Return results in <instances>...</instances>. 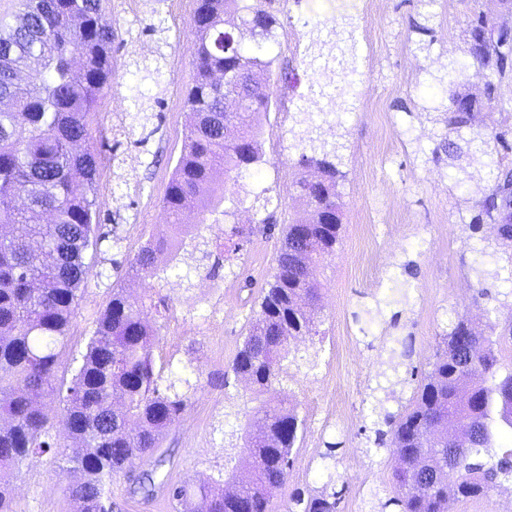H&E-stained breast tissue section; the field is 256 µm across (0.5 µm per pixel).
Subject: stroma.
I'll use <instances>...</instances> for the list:
<instances>
[{
	"label": "stroma",
	"mask_w": 512,
	"mask_h": 512,
	"mask_svg": "<svg viewBox=\"0 0 512 512\" xmlns=\"http://www.w3.org/2000/svg\"><path fill=\"white\" fill-rule=\"evenodd\" d=\"M112 24L109 86L90 118V146L107 158L98 177L103 229L118 244L87 253L88 281L69 323V345L56 370L71 380L113 289L139 296L126 270L168 223L163 198L184 148V98L194 76L195 0H102ZM477 0H271L280 26L274 54L293 80H271L275 102L261 114L263 162L232 190L238 217L253 215L250 235L229 242L221 266L194 252L188 281H158L163 311L148 309L160 338L153 352L164 380L188 378V406L165 431L160 480L208 483L223 473L231 435L254 406L250 387L230 375L232 361L276 267L282 229L306 210L295 182L302 169L297 135L315 111L309 45L332 17L351 19L356 75L349 108L321 116L323 139L342 145L341 240L314 269L323 286L315 335L294 342L301 361L272 385L269 399L290 402L304 422L288 482L267 512H288L295 491L337 492L336 512H378L395 496L397 459L375 442L380 415L409 408L441 336L466 316L496 342L500 373L512 372V279L488 280L479 298L476 271L495 245L497 227L474 224L478 202L494 184L476 161L450 165L437 148L449 82L482 94L485 75L468 65L463 30ZM276 224L263 228L264 201ZM221 283L218 299L201 296L202 277ZM220 304L222 335L204 318ZM68 482L49 455L24 464L12 486L15 512H74ZM114 512H174L165 490L130 496L128 478H112Z\"/></svg>",
	"instance_id": "1"
}]
</instances>
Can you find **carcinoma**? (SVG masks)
I'll list each match as a JSON object with an SVG mask.
<instances>
[{
    "label": "carcinoma",
    "mask_w": 512,
    "mask_h": 512,
    "mask_svg": "<svg viewBox=\"0 0 512 512\" xmlns=\"http://www.w3.org/2000/svg\"><path fill=\"white\" fill-rule=\"evenodd\" d=\"M230 28H224L226 18ZM279 26L262 0H196L194 28L196 78L185 105L190 125L184 150L169 181L163 204L172 225L189 207L201 206L216 224L235 218L224 207L226 178L243 177L262 160L258 116L271 107L267 84L277 58L268 45ZM349 18L326 36L311 41L312 61L339 60L355 71L352 47L344 34ZM473 64L487 76L483 98L457 84L448 87L442 121L453 133L471 124L474 113L499 112L496 84L512 73V39L497 32L493 13L474 12L464 30ZM231 71L242 81L220 86L216 75ZM112 72V25L101 0H25L16 25L0 28V512H13L14 473L32 458L52 454L62 470L80 473L67 485L76 512H112V476L132 473L137 460L159 450L162 434L174 426L188 397L170 383L158 388L153 349L158 332L143 318L147 302H163L154 288L138 299L112 290L106 309L66 395L53 385L67 341L71 315L88 279V248L106 236L96 233L95 191L104 156L76 150L90 138L88 120L96 111ZM247 97L252 108L236 109ZM326 113L346 109V94L320 96ZM237 123L242 152L224 135V119ZM474 140L507 147L505 132L484 125ZM312 155L301 154L309 170L297 181L312 208L286 226L272 282L259 303L248 336L232 362L233 372L250 382L258 405L242 439V468L209 484L156 482V471L133 477L130 494L149 497L164 488L184 512L201 502L206 512H267L273 493L290 476L291 452L303 421L290 406L264 398L283 372L290 343L316 331L321 283L310 267L332 257L342 226V174L336 166L339 145L306 130ZM499 223L500 246L512 248V168H496L494 187L480 201L477 220ZM177 252L167 239L149 240L128 271L143 281L167 274L160 257ZM512 278V267L493 262L478 278ZM493 341L459 318L444 337L415 392L399 417L387 414L389 451L409 468L396 473L397 496L381 505L395 512H448V499L480 498L503 481H512V448L495 462L481 453L494 447L502 429L512 430V372L496 378ZM62 398L63 422L75 446L50 441L48 420L33 392ZM335 492H299L289 512H336Z\"/></svg>",
    "instance_id": "obj_1"
}]
</instances>
